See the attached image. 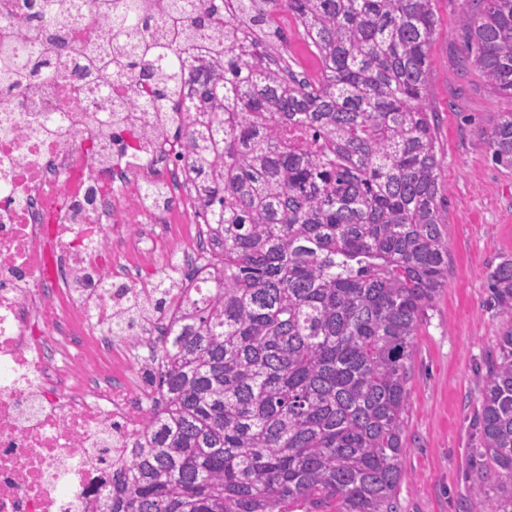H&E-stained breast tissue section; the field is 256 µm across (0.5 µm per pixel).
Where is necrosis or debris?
Instances as JSON below:
<instances>
[{
    "label": "necrosis or debris",
    "instance_id": "necrosis-or-debris-1",
    "mask_svg": "<svg viewBox=\"0 0 512 512\" xmlns=\"http://www.w3.org/2000/svg\"><path fill=\"white\" fill-rule=\"evenodd\" d=\"M22 2L0 0V45L45 40ZM83 81L66 65L39 91L14 86L0 112V512H84L109 483L101 455L120 456L158 404L131 377L144 337L109 346L102 328L123 307L102 286L148 291L136 268L198 249L166 242L187 203L146 192L187 149L163 135L171 113L135 119L119 153L95 92L74 94ZM46 112L58 130L39 127Z\"/></svg>",
    "mask_w": 512,
    "mask_h": 512
}]
</instances>
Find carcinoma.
Returning a JSON list of instances; mask_svg holds the SVG:
<instances>
[{"instance_id":"obj_1","label":"carcinoma","mask_w":512,"mask_h":512,"mask_svg":"<svg viewBox=\"0 0 512 512\" xmlns=\"http://www.w3.org/2000/svg\"><path fill=\"white\" fill-rule=\"evenodd\" d=\"M98 0L105 43L83 55L104 112L112 73L147 83L128 104L185 115L216 272L183 291L162 271L107 333L151 312L175 317L151 348L150 384L167 408L109 463L112 488L89 512H397L413 340L448 281V213L425 100L435 0ZM38 29L57 0H25ZM280 11L294 15L321 65L295 75L257 51ZM464 42L487 87L512 99V0H471ZM54 48L0 57V91L57 79ZM512 167V111L487 133ZM512 311V257L486 275ZM476 422L471 512H512V326L498 338Z\"/></svg>"}]
</instances>
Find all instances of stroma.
<instances>
[{"label":"stroma","instance_id":"stroma-1","mask_svg":"<svg viewBox=\"0 0 512 512\" xmlns=\"http://www.w3.org/2000/svg\"><path fill=\"white\" fill-rule=\"evenodd\" d=\"M468 0H436L426 101L436 114L439 191L448 211V284L414 339L408 383L400 512H468V451L485 359L512 312L494 307L486 273L512 255V169L496 165L485 134L512 102L485 87L459 23ZM281 38L263 41L308 78L319 65L295 18L281 14Z\"/></svg>","mask_w":512,"mask_h":512}]
</instances>
